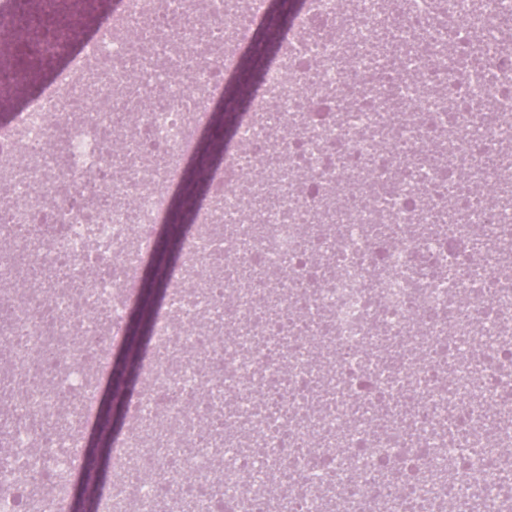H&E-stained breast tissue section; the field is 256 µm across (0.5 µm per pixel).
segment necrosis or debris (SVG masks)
<instances>
[{"mask_svg": "<svg viewBox=\"0 0 512 512\" xmlns=\"http://www.w3.org/2000/svg\"><path fill=\"white\" fill-rule=\"evenodd\" d=\"M508 8L402 0L390 39L407 76L393 82L372 49L386 0L346 17L309 0L196 213L96 512H504L512 86L472 64L464 33L495 45ZM262 9L119 0L0 129V512H68L109 341ZM349 57L365 77L350 107ZM396 103L419 122L392 125ZM349 172L361 194L339 208ZM469 181L500 184L497 201Z\"/></svg>", "mask_w": 512, "mask_h": 512, "instance_id": "4bbe7bcc", "label": "necrosis or debris"}]
</instances>
